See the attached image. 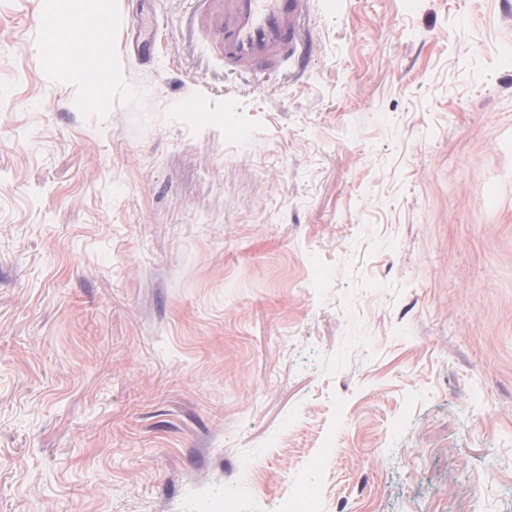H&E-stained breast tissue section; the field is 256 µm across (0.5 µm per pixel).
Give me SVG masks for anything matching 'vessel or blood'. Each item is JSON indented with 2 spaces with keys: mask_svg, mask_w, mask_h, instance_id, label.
I'll return each instance as SVG.
<instances>
[{
  "mask_svg": "<svg viewBox=\"0 0 512 512\" xmlns=\"http://www.w3.org/2000/svg\"><path fill=\"white\" fill-rule=\"evenodd\" d=\"M310 0H224L225 65L255 72L300 60Z\"/></svg>",
  "mask_w": 512,
  "mask_h": 512,
  "instance_id": "vessel-or-blood-1",
  "label": "vessel or blood"
}]
</instances>
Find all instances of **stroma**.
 <instances>
[{
  "label": "stroma",
  "instance_id": "stroma-1",
  "mask_svg": "<svg viewBox=\"0 0 512 512\" xmlns=\"http://www.w3.org/2000/svg\"><path fill=\"white\" fill-rule=\"evenodd\" d=\"M51 10L0 0V512H512V0H312L259 76L110 0L97 109Z\"/></svg>",
  "mask_w": 512,
  "mask_h": 512
}]
</instances>
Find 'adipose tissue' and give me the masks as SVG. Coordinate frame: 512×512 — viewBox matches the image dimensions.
<instances>
[{
	"instance_id": "ef3b65f1",
	"label": "adipose tissue",
	"mask_w": 512,
	"mask_h": 512,
	"mask_svg": "<svg viewBox=\"0 0 512 512\" xmlns=\"http://www.w3.org/2000/svg\"><path fill=\"white\" fill-rule=\"evenodd\" d=\"M95 8L89 12L61 10L54 14L45 33L46 63L49 68H66L86 83V104L96 109L102 106L112 90L111 69H100L93 60L96 49L86 48L75 53L74 46L81 31L99 26L107 9L108 0H93Z\"/></svg>"
}]
</instances>
